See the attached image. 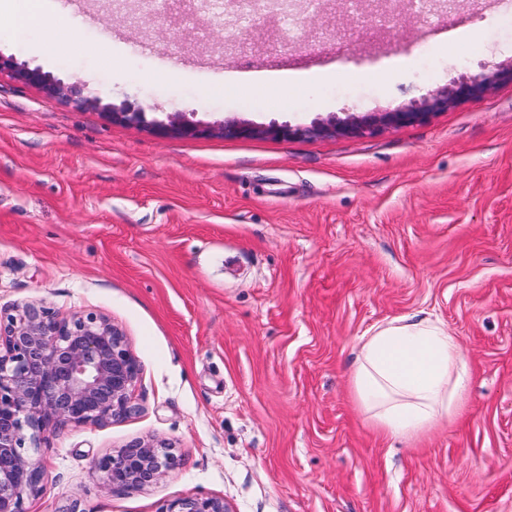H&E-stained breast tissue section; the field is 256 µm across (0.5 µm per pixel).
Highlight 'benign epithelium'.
Here are the masks:
<instances>
[{"label": "benign epithelium", "mask_w": 512, "mask_h": 512, "mask_svg": "<svg viewBox=\"0 0 512 512\" xmlns=\"http://www.w3.org/2000/svg\"><path fill=\"white\" fill-rule=\"evenodd\" d=\"M5 70L27 84L42 87L50 100L66 98L77 108H99L114 120L149 122L141 106L104 104L99 97L83 95L76 83H65L0 56V72ZM504 78L512 82L511 66L462 75L418 101L389 111L351 112L344 118L333 115L310 126L233 120L213 127L189 120L181 112L168 116L166 123H149L186 137L215 129L233 138L292 140L321 133L358 136L422 122L463 101L487 95ZM139 371L122 328L94 311L61 318L47 306L23 304L0 312V512H25V501L44 490L46 466L33 452L48 440L50 432L67 425L108 423L131 413ZM178 465L179 458L170 445L153 439L134 441L96 461L103 484L118 490L148 487ZM158 512L233 510L222 497H178L163 503Z\"/></svg>", "instance_id": "7a95c632"}]
</instances>
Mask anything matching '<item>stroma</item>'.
Here are the masks:
<instances>
[{
  "instance_id": "35a3bbf8",
  "label": "stroma",
  "mask_w": 512,
  "mask_h": 512,
  "mask_svg": "<svg viewBox=\"0 0 512 512\" xmlns=\"http://www.w3.org/2000/svg\"><path fill=\"white\" fill-rule=\"evenodd\" d=\"M108 0H44L72 19L29 44L0 13V55L130 99L147 119L308 125L392 109L485 63L512 66V9L397 0L371 24L343 9L223 51L230 17L134 23ZM475 41L451 50L455 29ZM402 65L384 79L364 69ZM339 65L291 94L215 84L227 71ZM172 71L170 81L154 75ZM93 310L140 364L127 418L65 426L39 451L26 512H157L221 497L233 512H512V83L375 135L184 138L107 119L0 73V308ZM443 322L470 367L466 412L412 440L376 433L350 398L361 336L403 316ZM180 465L103 488L97 458L141 439Z\"/></svg>"
}]
</instances>
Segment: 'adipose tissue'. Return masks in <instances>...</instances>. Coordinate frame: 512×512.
<instances>
[{
    "label": "adipose tissue",
    "mask_w": 512,
    "mask_h": 512,
    "mask_svg": "<svg viewBox=\"0 0 512 512\" xmlns=\"http://www.w3.org/2000/svg\"><path fill=\"white\" fill-rule=\"evenodd\" d=\"M334 69L314 73L228 72L225 88L254 86L287 105L288 91L332 78ZM355 405L376 429L392 437L413 438L465 409L468 365L448 328L425 318L400 317L362 336L349 371Z\"/></svg>",
    "instance_id": "ef3b65f1"
}]
</instances>
